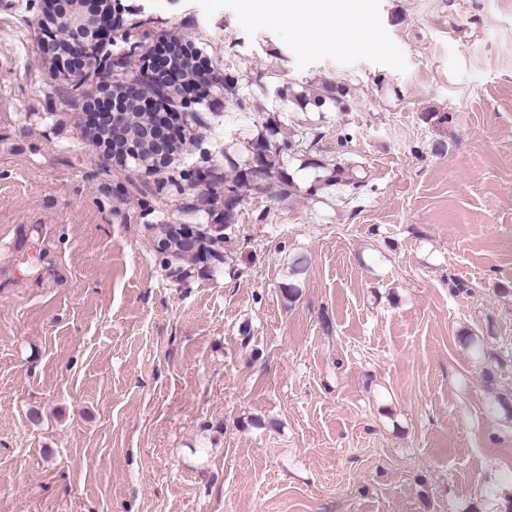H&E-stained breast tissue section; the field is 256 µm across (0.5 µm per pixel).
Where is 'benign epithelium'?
I'll list each match as a JSON object with an SVG mask.
<instances>
[{
  "instance_id": "7a95c632",
  "label": "benign epithelium",
  "mask_w": 512,
  "mask_h": 512,
  "mask_svg": "<svg viewBox=\"0 0 512 512\" xmlns=\"http://www.w3.org/2000/svg\"><path fill=\"white\" fill-rule=\"evenodd\" d=\"M39 25L47 32V41L42 47L43 61L55 69H62L64 79L75 85L81 82L85 72H97L99 92L112 98V101L89 110L92 127L107 133L101 145L104 146L103 159L109 165L112 164V146L116 143L124 145L125 164L134 160L137 165L152 170L165 163L176 146L174 124L167 105L177 97L184 102L190 95L198 96L202 86H224V74L200 62L184 37L170 34L164 39L171 48L180 45L196 77L188 76L179 67L165 74L153 70L145 74L140 72L120 85L116 94L110 73L118 60L112 58V53L104 51L112 39V31L117 28L112 8L102 5L86 14L75 0L71 8L61 11L56 0H49ZM137 113L151 118L145 127L152 156L149 163L142 160L140 138L131 125L132 117Z\"/></svg>"
}]
</instances>
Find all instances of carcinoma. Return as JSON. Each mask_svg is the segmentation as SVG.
I'll list each match as a JSON object with an SVG mask.
<instances>
[{"instance_id": "carcinoma-1", "label": "carcinoma", "mask_w": 512, "mask_h": 512, "mask_svg": "<svg viewBox=\"0 0 512 512\" xmlns=\"http://www.w3.org/2000/svg\"><path fill=\"white\" fill-rule=\"evenodd\" d=\"M288 94L294 103L302 110L307 105L321 108L331 101L336 106L344 105V98L347 95L346 87L329 81H323L310 89L309 94H296L293 91L279 90V94ZM303 145V141L294 139L292 135H284L279 142L273 143L263 133L248 143V155L243 162H238L230 154H225L228 163L235 171V176L224 179V190L235 196L233 200H224V223L206 224L199 228L203 239L204 255L197 253H186L181 251L180 244L169 248L168 254L179 260L185 258L193 263H205L212 260H220L219 254L215 253L219 244L226 237V230L229 225L235 223L237 207L242 200V190L247 188L243 176L248 175L251 179L260 184L261 193L273 199L289 198L295 195L299 186L293 176H288L283 171L282 156L285 153L295 152ZM314 167L319 169L321 175L315 179L313 190L334 187L350 195H358L366 187L365 180L359 175V165L356 162L334 164L315 162Z\"/></svg>"}]
</instances>
